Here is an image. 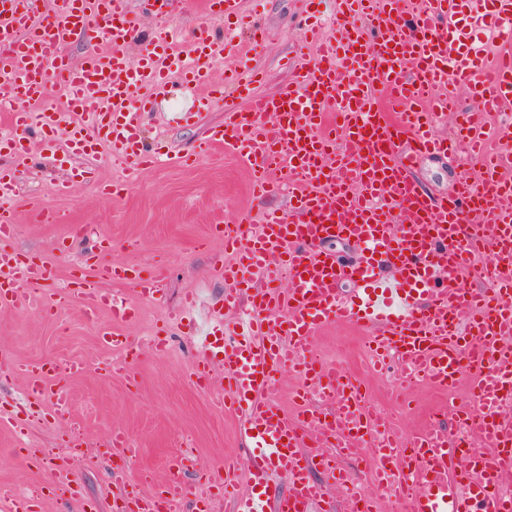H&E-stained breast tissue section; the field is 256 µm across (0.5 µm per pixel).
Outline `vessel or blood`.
Listing matches in <instances>:
<instances>
[{
	"mask_svg": "<svg viewBox=\"0 0 512 512\" xmlns=\"http://www.w3.org/2000/svg\"><path fill=\"white\" fill-rule=\"evenodd\" d=\"M24 3L0 20V153L25 155L36 145L54 152V124L35 109L51 90L63 91L66 150L84 164L59 185L60 194L88 173L102 145L133 174L157 163L140 125L153 100L172 94L175 69L183 85L204 88L201 107H224L223 124L199 141L191 159L224 149L241 155L253 167L251 191L259 196L277 190V172L297 178L288 211H270L259 224L224 226L225 247L240 253L221 268L224 304L232 311L246 301L250 310L242 326L212 325L213 337L191 367L209 386L215 366H223L224 406L243 418L255 484L248 496L235 498L234 512H312L328 486L350 489L353 468L368 459L374 499L365 512H374L379 498L399 512H512V499L499 494L512 469V415L501 407L512 386V180L502 173L503 156L487 151L482 122L483 113L512 101V46L488 70L477 40L448 35L449 18L465 11L508 15L512 0H424L408 26L401 22V0H342L348 13L367 16L368 27L339 23L307 68L273 94L251 93L260 72L231 74L240 91L236 103L225 102L223 87L210 81L227 42L212 39L205 20L238 14L240 0H196L204 21L184 59L162 26L141 53L129 54L140 40L129 0H55L51 20L40 0ZM88 39L93 47L71 60L65 46ZM463 87L480 111L458 110ZM450 114L454 138L436 137V123ZM462 142L485 152L482 177L461 181L442 198L419 192L409 161ZM16 197L14 176L1 170L0 306L23 312L33 289L54 280L56 269L45 258L25 262L2 248L15 229ZM338 235L359 246L358 265L339 266L324 250ZM482 246L495 287H455ZM345 279L362 282L358 301L339 299L337 286ZM107 283L131 285L135 295L104 291ZM157 291L156 278L137 266L102 258L79 266L53 303L78 302L91 319L110 311L111 324L99 332L112 352L104 365L128 375L136 344L119 327L135 316V299H152ZM336 323L362 333L378 359L396 354L402 371L418 374L440 395L468 374L461 405L474 425L476 448L450 443L431 425L400 431L387 415L370 410L351 374L316 359L317 336ZM85 369L82 361L20 367L27 398L52 403L74 448L83 442L69 424V401L58 382ZM289 375L299 380L292 416L272 397ZM97 452L115 462L116 512H167L186 499L196 512H211L215 496H232L236 465L229 461L208 467L198 489L179 480L157 483L131 469L138 450L124 431H112ZM273 473L288 479L277 497L261 487Z\"/></svg>",
	"mask_w": 512,
	"mask_h": 512,
	"instance_id": "b4317fda",
	"label": "vessel or blood"
}]
</instances>
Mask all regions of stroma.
<instances>
[{
  "label": "stroma",
  "mask_w": 512,
  "mask_h": 512,
  "mask_svg": "<svg viewBox=\"0 0 512 512\" xmlns=\"http://www.w3.org/2000/svg\"><path fill=\"white\" fill-rule=\"evenodd\" d=\"M241 9L264 39L258 45L245 38L237 41L215 66L212 78L223 81L226 72L240 65L255 68L267 76L257 87L265 94L293 75L285 60L303 43L299 17L320 11L324 33L339 17L338 0H241ZM159 20L184 40L202 22L212 36L224 34L223 19L201 20L194 0L165 5L161 18H141L143 35H150ZM200 95V89L179 88L146 113L145 135L167 145L171 159L145 171L132 184L126 181L124 167L103 150L86 180L63 197L56 185L80 166V159L60 153L0 155V169L9 170L19 183L15 232L7 248L49 257L63 282L102 236H110L109 260L149 268L158 280L155 298L139 302L138 317L128 326V335L144 342L157 334L166 341L162 352L143 350L133 377L128 378L101 364L105 353L99 328L107 313L91 320L76 304L43 313L41 306L50 302L54 291L50 285L37 289V308L24 313L0 309V407L17 416L16 425L0 424V489L38 486L51 476L48 463L17 449L15 429L20 426L28 448H48L66 457L70 476L82 491L78 499L65 494L45 498L37 503V512H114L111 465L98 456L96 443L115 429L124 430L139 450L133 469L149 470L158 483L174 477L169 461L178 454L182 437L192 438L202 465L243 452L237 418L216 406V389L200 387L190 367L199 355L198 340L209 314L224 305L225 283L219 269L234 258L217 228L240 216L260 223L267 204L252 197L251 170L233 153L203 157L190 165L177 162V155L224 121L222 106L198 110ZM481 173L480 160L462 150L420 157L411 170L421 191L431 197L448 194L459 179L475 180ZM122 182L127 190L115 196L105 194V185ZM42 212L63 214L65 220L41 223ZM316 350L324 362L360 375L371 405L394 415L405 430L416 429L438 400L428 384L412 383L407 397L420 410L413 414L400 410L387 376L366 373L364 339L347 325L325 328L316 339ZM31 360L86 362L83 374L61 381L80 426L83 447L69 446L67 433L54 421L49 406L28 407L23 376L5 369L7 363Z\"/></svg>",
  "instance_id": "35a3bbf8"
}]
</instances>
